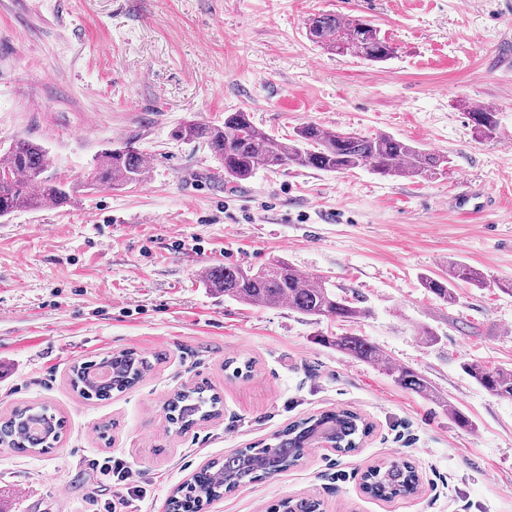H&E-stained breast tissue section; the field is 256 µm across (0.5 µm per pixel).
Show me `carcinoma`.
Instances as JSON below:
<instances>
[{
    "instance_id": "cac0c4a2",
    "label": "carcinoma",
    "mask_w": 512,
    "mask_h": 512,
    "mask_svg": "<svg viewBox=\"0 0 512 512\" xmlns=\"http://www.w3.org/2000/svg\"><path fill=\"white\" fill-rule=\"evenodd\" d=\"M309 40L339 55H348L370 63L391 59L396 47L381 35L371 20L318 13L307 21ZM472 129L480 139H492L499 132L497 112L486 106L468 108ZM180 136L187 141L205 143L224 167V179L244 181L260 167L277 170L298 166L323 172H344L368 166L381 177H419L432 180L448 166V156L430 152L379 133L325 130L314 122L296 127L290 138H277L262 130L250 113L238 110L224 113V124L190 122ZM49 156L43 144L26 137L15 138L0 156V217L21 208L63 206L71 201L67 184L46 175ZM145 157L133 142L109 148L96 160L88 174L96 186H127L147 178ZM208 283L224 291V296L254 307L287 304L288 308L316 320L336 319L356 323L369 310L348 300L317 278H307L287 263L277 260L258 269L241 266H215L207 272ZM463 281L483 285L481 273L464 263L452 264L442 275L425 276L423 288L448 304L455 301L454 285ZM320 345L331 347L367 363H385L389 376L401 388L425 399L437 398L432 383L409 367L386 362L376 345L360 336H318ZM112 366V380L99 382L92 377L97 360H86L71 369L70 383L86 400H105L112 392L133 388L150 368V361L133 350L104 357ZM463 371L489 393L512 399V369L489 368L465 363ZM222 400L206 384H196L177 391L167 403L169 423L184 432L218 416ZM65 420L49 412L45 405L28 404L12 409L0 418V446L19 453L44 454L58 443ZM330 429L341 450L350 452L371 431V424L358 413L341 409L324 412L292 422L271 442L239 448L223 461L202 465L167 501V512H202L210 502L244 484L255 483L286 471L301 460L304 448L314 433ZM419 479L407 462L374 466L364 475L367 493L379 499H392L415 493ZM321 504L312 498H285L279 512H319Z\"/></svg>"
}]
</instances>
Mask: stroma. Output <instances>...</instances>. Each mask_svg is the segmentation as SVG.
Instances as JSON below:
<instances>
[{"instance_id": "obj_1", "label": "stroma", "mask_w": 512, "mask_h": 512, "mask_svg": "<svg viewBox=\"0 0 512 512\" xmlns=\"http://www.w3.org/2000/svg\"><path fill=\"white\" fill-rule=\"evenodd\" d=\"M321 12L369 17L397 55L369 64L316 47L305 23ZM508 55L512 0H0V149L18 136L42 143L49 176L63 181L84 179L125 141L149 166L141 184L81 187L68 205L0 218V415L44 403L66 420L52 453L0 447V512H108L118 500L123 512H165L201 463L337 409L371 423L361 448L307 449L208 512H265L294 496L323 512H512V400L462 370L512 369V294L498 286L512 279ZM470 105L498 112L496 138L475 136ZM239 109L278 137L311 121L390 134L449 164L429 181L289 166L228 183L205 144L176 132ZM478 187L503 208L458 212L455 198ZM277 259L371 316L311 321L240 304L206 280L216 265ZM452 262L485 285L457 283L448 304L422 278ZM347 332L428 378L437 400L314 340ZM124 350L159 361L110 400L73 392L74 363ZM232 359L252 361L250 375L232 377ZM201 382L222 414L178 432L165 404ZM454 407L472 429L457 426ZM402 461L419 476L416 495L364 493L370 466Z\"/></svg>"}]
</instances>
